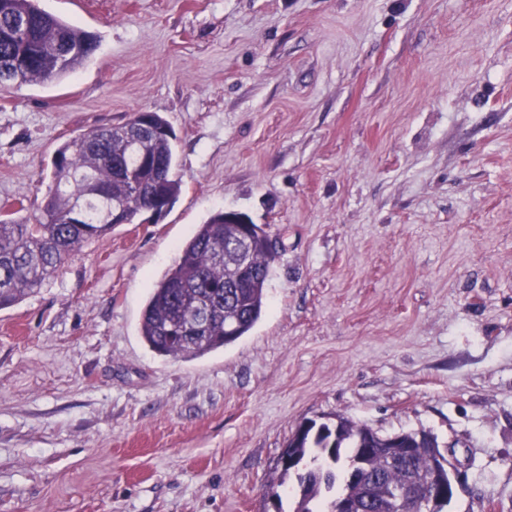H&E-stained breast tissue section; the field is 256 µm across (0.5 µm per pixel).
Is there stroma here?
<instances>
[{"label": "stroma", "instance_id": "1", "mask_svg": "<svg viewBox=\"0 0 512 512\" xmlns=\"http://www.w3.org/2000/svg\"><path fill=\"white\" fill-rule=\"evenodd\" d=\"M98 35L59 82L0 87V205L147 110L177 201L0 309V512H265L297 426L427 430L452 512H512V0H39ZM276 243L266 307L203 357L140 336L199 224Z\"/></svg>", "mask_w": 512, "mask_h": 512}]
</instances>
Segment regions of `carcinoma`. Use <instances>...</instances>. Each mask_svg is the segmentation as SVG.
<instances>
[{"label": "carcinoma", "instance_id": "cac0c4a2", "mask_svg": "<svg viewBox=\"0 0 512 512\" xmlns=\"http://www.w3.org/2000/svg\"><path fill=\"white\" fill-rule=\"evenodd\" d=\"M27 18V62L19 60L21 44L10 33L11 20ZM99 47L98 36L41 9L38 0H0V85L6 82L49 83L75 72ZM144 131L141 147L162 166L158 179L151 167L137 169L142 194H130L121 171L132 168L126 126ZM176 133L160 114L148 112L137 123L98 127L62 143L51 160L50 185L35 224H21L6 212L0 217V309L17 303L42 287L81 246L105 238L115 224L104 212L120 207L133 224L143 220L155 199L171 206L180 191L175 175ZM86 218L76 224L75 208ZM256 237L251 256L252 274L244 285L233 269L235 226L224 223V213L198 226L180 248L178 258L156 282L143 309L140 335L155 352L173 358L195 359L235 343L260 320L265 305L266 283L275 256L267 253ZM204 315L205 328L186 330L187 321ZM363 425L340 419L330 427L302 432L296 453L299 461L321 466V475L309 478L295 473L303 489L292 512H336L337 497L344 493L337 471L348 466L355 449L370 448ZM433 459L414 456L404 467L387 474L388 484L403 483L409 472L423 477L433 470ZM369 512H417L414 504L398 505L386 498L372 502Z\"/></svg>", "mask_w": 512, "mask_h": 512}]
</instances>
